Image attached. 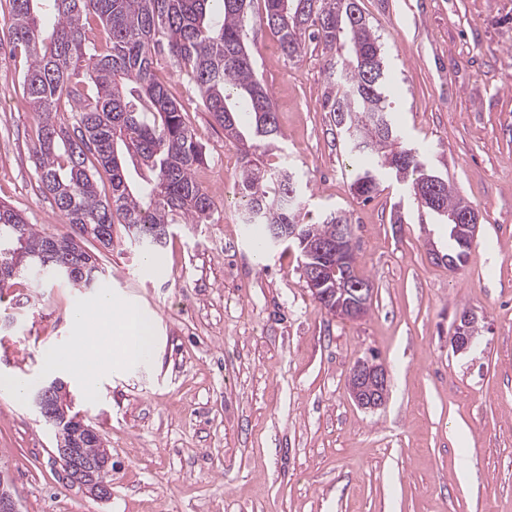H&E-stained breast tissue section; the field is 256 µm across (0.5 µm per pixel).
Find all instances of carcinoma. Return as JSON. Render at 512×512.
Here are the masks:
<instances>
[{
  "mask_svg": "<svg viewBox=\"0 0 512 512\" xmlns=\"http://www.w3.org/2000/svg\"><path fill=\"white\" fill-rule=\"evenodd\" d=\"M253 0H4L7 33L0 51L25 59L23 94L39 115L33 164L39 188L50 194L74 234L55 237L38 231L11 205L0 201V247L27 256L38 283L52 277L72 287L95 286L103 274L97 255L75 236L112 247L122 225L148 251L172 224H206L215 211L212 196L196 180L202 150L181 107L169 96L155 64L166 55L195 87L225 136L244 146L235 185L243 211L254 216L263 235L261 250L282 242L288 228L304 229L311 243H325L345 213L327 211L316 224L301 218L300 184L288 183V169H268L257 150L279 136L270 93L253 69L246 21ZM260 21L289 60L299 58L306 40L323 46L328 92L324 108L351 160L353 194L364 201L394 176L407 185L417 206L442 224L453 214L473 212L448 181L430 172L388 111L390 82L384 49L358 0H263ZM47 10L52 30L44 25ZM75 105L73 136L57 122V106ZM109 172L111 196L99 191L97 167ZM304 252L301 243L290 241ZM472 241L448 235L442 258L461 266ZM82 455L100 460L102 441L80 432Z\"/></svg>",
  "mask_w": 512,
  "mask_h": 512,
  "instance_id": "cac0c4a2",
  "label": "carcinoma"
}]
</instances>
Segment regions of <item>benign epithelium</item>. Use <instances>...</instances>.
<instances>
[{"mask_svg": "<svg viewBox=\"0 0 512 512\" xmlns=\"http://www.w3.org/2000/svg\"><path fill=\"white\" fill-rule=\"evenodd\" d=\"M450 229L453 234L473 239L476 237L478 222L470 221V216L452 218ZM331 252L340 258L336 266L319 267L302 265L303 278L314 286L313 293L320 305L330 314L348 319L363 317L370 308L372 288L367 283L355 278L357 261L350 227L340 224L336 238L329 243L318 246V252ZM478 331V316L473 311L459 314L452 336L453 345L458 352H464L473 343ZM358 382L350 385V394L362 409H378L387 399L388 371L382 364L369 360H359L354 365ZM33 405L39 416L52 427L56 438V460L61 464L68 480L79 486L91 497L105 498L110 494L104 471L110 464L111 457L107 449H102L105 466L74 471L70 458V448L75 434L73 428L89 430L91 426L84 423L81 414L73 411V400L67 383L55 377L43 382L32 393Z\"/></svg>", "mask_w": 512, "mask_h": 512, "instance_id": "benign-epithelium-1", "label": "benign epithelium"}]
</instances>
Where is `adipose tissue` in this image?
<instances>
[{"mask_svg":"<svg viewBox=\"0 0 512 512\" xmlns=\"http://www.w3.org/2000/svg\"><path fill=\"white\" fill-rule=\"evenodd\" d=\"M75 317L80 336L64 354L53 355L51 366L64 369L86 389L94 388L105 367H138L156 356L153 318L121 299L100 297L93 307L76 311ZM111 334L125 337V345H103V337Z\"/></svg>","mask_w":512,"mask_h":512,"instance_id":"ef3b65f1","label":"adipose tissue"}]
</instances>
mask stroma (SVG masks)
Returning <instances> with one entry per match:
<instances>
[{
    "mask_svg": "<svg viewBox=\"0 0 512 512\" xmlns=\"http://www.w3.org/2000/svg\"><path fill=\"white\" fill-rule=\"evenodd\" d=\"M359 5L385 50L396 124L480 214L466 262L432 261L446 231L422 220L402 184L384 181L367 203L353 195L323 109L321 45L307 42L296 61L266 51L253 0L247 41L281 132L266 159L307 181L311 214H347L370 310L327 313L295 247L257 256L232 193L215 196L212 223L172 225L150 254L121 232L108 250L87 241L104 270L95 287L4 286L0 373L34 386L54 377L49 355L77 335L75 310L100 295L154 316L162 338L152 362L102 376L94 396L69 387L112 455L106 498L67 480L30 398L0 397V474L20 512H512V0ZM156 70L203 147L196 180L233 184L242 144L168 57ZM37 128L17 76L0 71V199L61 237L71 228L32 163ZM465 309L480 330L458 353L451 336ZM373 354L388 396L364 410L349 376Z\"/></svg>",
    "mask_w": 512,
    "mask_h": 512,
    "instance_id": "1",
    "label": "stroma"
}]
</instances>
